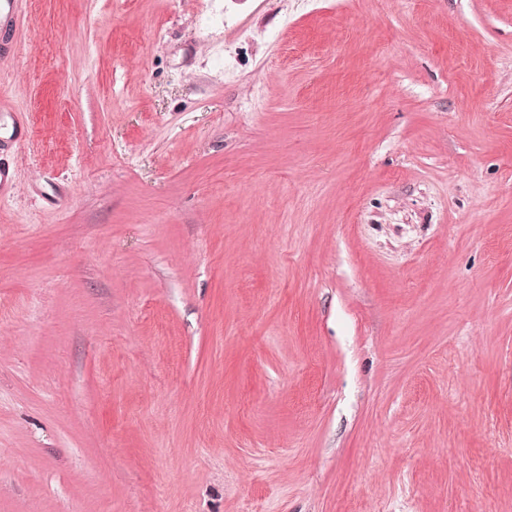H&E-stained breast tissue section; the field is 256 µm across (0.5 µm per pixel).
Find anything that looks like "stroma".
<instances>
[{
  "instance_id": "obj_1",
  "label": "stroma",
  "mask_w": 512,
  "mask_h": 512,
  "mask_svg": "<svg viewBox=\"0 0 512 512\" xmlns=\"http://www.w3.org/2000/svg\"><path fill=\"white\" fill-rule=\"evenodd\" d=\"M0 512H512V0H16Z\"/></svg>"
}]
</instances>
